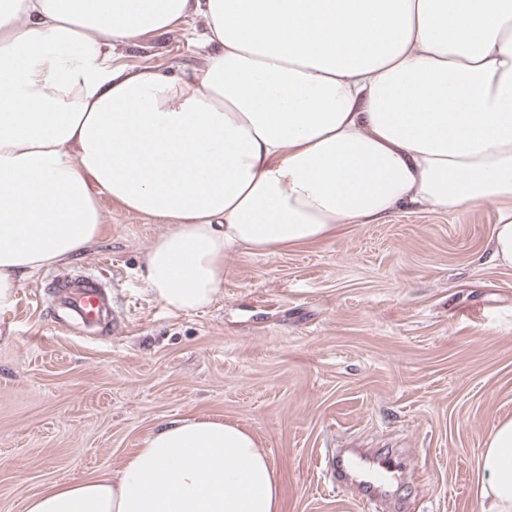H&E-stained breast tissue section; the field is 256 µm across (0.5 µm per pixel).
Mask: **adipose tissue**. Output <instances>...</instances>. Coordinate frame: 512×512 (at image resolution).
<instances>
[{"instance_id": "ef3b65f1", "label": "adipose tissue", "mask_w": 512, "mask_h": 512, "mask_svg": "<svg viewBox=\"0 0 512 512\" xmlns=\"http://www.w3.org/2000/svg\"><path fill=\"white\" fill-rule=\"evenodd\" d=\"M203 20L166 75L117 46ZM108 196L168 229L144 263L169 310L210 305L225 258L397 211L499 202L512 267V0H0V309L69 262ZM482 512H512V419L481 451ZM274 459L219 417L163 422L121 467L26 512H282Z\"/></svg>"}]
</instances>
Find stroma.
Wrapping results in <instances>:
<instances>
[{"label": "stroma", "mask_w": 512, "mask_h": 512, "mask_svg": "<svg viewBox=\"0 0 512 512\" xmlns=\"http://www.w3.org/2000/svg\"><path fill=\"white\" fill-rule=\"evenodd\" d=\"M198 60L185 31L118 58L170 74ZM101 205L86 251L21 280L0 311V512L118 468L188 414L255 433L278 466L283 512H371L373 493L372 512H480V452L512 418V268L491 259L496 203L236 253L195 314L170 311L144 281L165 224ZM63 274L111 288L108 335L55 324Z\"/></svg>", "instance_id": "1"}]
</instances>
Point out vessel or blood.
<instances>
[{
    "mask_svg": "<svg viewBox=\"0 0 512 512\" xmlns=\"http://www.w3.org/2000/svg\"><path fill=\"white\" fill-rule=\"evenodd\" d=\"M51 305L60 322L84 327L91 335H105L112 320V298L98 279L59 276Z\"/></svg>",
    "mask_w": 512,
    "mask_h": 512,
    "instance_id": "vessel-or-blood-1",
    "label": "vessel or blood"
}]
</instances>
